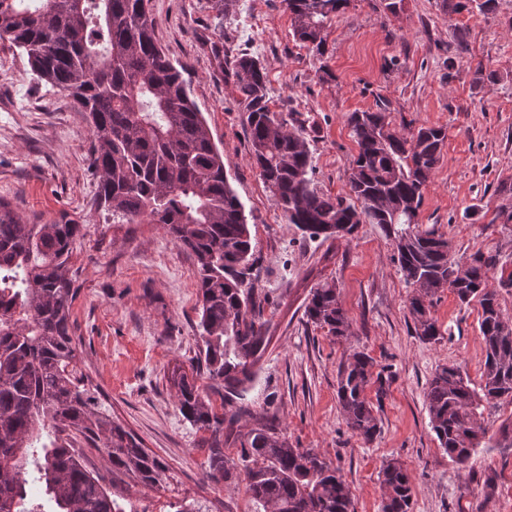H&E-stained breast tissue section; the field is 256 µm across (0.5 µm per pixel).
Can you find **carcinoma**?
Masks as SVG:
<instances>
[{
    "mask_svg": "<svg viewBox=\"0 0 512 512\" xmlns=\"http://www.w3.org/2000/svg\"><path fill=\"white\" fill-rule=\"evenodd\" d=\"M349 0H285L293 36L322 55L327 29ZM150 0H0V39L26 52L40 77L86 114L92 133L94 204L114 224H162L196 261L201 302L198 328L207 379L224 388V403L242 395L262 350L265 321L247 281L253 247L244 206L231 187L224 154L190 98L180 70L158 45ZM246 102L250 159L290 224L315 237L353 234L377 224L391 241L399 271L413 289L414 330L441 336L431 315L434 297L451 290L477 301L485 364L480 389L455 365L439 367L425 399L439 447L467 465L484 430L482 407L512 397V317L487 287L496 265L479 254L460 270L448 239L419 223L423 188L442 159L441 127L409 136L392 124L385 104L352 112L347 124L358 154L349 178L351 204L314 186L307 141L271 110L266 74L243 53L224 69ZM83 225L61 217L31 224L0 199V512H125L88 470L83 445L103 449L112 471L141 484H160L164 464L112 420L77 369L79 341L71 308L79 288L73 244ZM462 274H456V271ZM305 315L336 339L350 324L336 286L312 288ZM374 360L353 352L337 375V398L351 432L369 443L380 428L367 390L385 380ZM168 381L182 416L210 433L208 477L219 484L241 468L263 512H353L340 470L313 448H295L273 429L257 426L240 441L239 464L224 460V422L196 378L175 370ZM382 512H410L413 485L395 460L381 471Z\"/></svg>",
    "mask_w": 512,
    "mask_h": 512,
    "instance_id": "obj_1",
    "label": "carcinoma"
}]
</instances>
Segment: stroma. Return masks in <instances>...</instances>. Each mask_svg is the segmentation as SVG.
I'll return each instance as SVG.
<instances>
[{"label": "stroma", "mask_w": 512, "mask_h": 512, "mask_svg": "<svg viewBox=\"0 0 512 512\" xmlns=\"http://www.w3.org/2000/svg\"><path fill=\"white\" fill-rule=\"evenodd\" d=\"M151 0L156 38L181 69L191 97L224 154L229 181L245 207L255 248V285L266 342L253 365L245 414L224 427V458L237 460L240 435L273 426L296 448H312L340 469L354 512H381L383 464L410 470L412 512H512V398L487 406V434L466 466L440 448L425 392L439 366L461 368L479 386L485 352L478 303L439 293L432 316L438 341L417 336L393 246L376 224L346 239L312 238L289 224L250 161L247 113L224 80L225 57L250 53L267 76L269 106L309 144L317 186L346 195L358 148L346 119L385 100L397 130L446 129L442 160L424 190L419 221L447 237L463 262L492 254L489 284L512 317V0L493 11L458 10L442 0H403L397 14L372 0H350L327 30V53L296 42L284 0ZM92 134L66 93L40 80L26 53L0 39V198L40 223L68 216L84 226L73 262L81 270L72 320L88 374L115 421L166 466L156 487L113 472L104 454L87 457L114 498L135 512H168L197 500L211 512H255L243 480H208L205 432L177 409L167 378L192 372L198 335L195 260L160 224H112L96 210L89 170ZM336 283L350 322L339 342L310 323L311 288ZM364 351L387 380L372 442L352 434L341 413L337 372Z\"/></svg>", "instance_id": "obj_1"}]
</instances>
